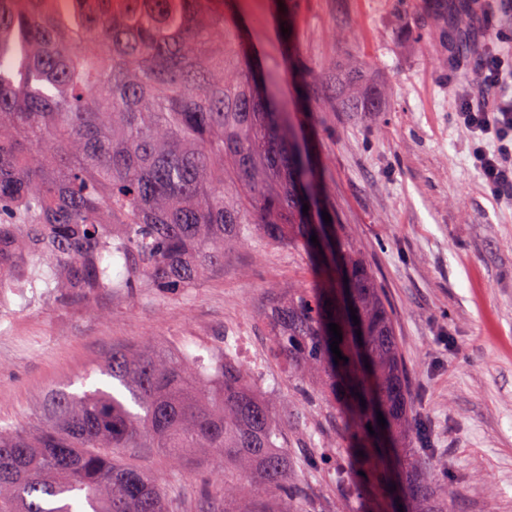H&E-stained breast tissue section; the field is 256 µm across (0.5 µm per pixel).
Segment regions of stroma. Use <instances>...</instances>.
<instances>
[{
    "instance_id": "1",
    "label": "stroma",
    "mask_w": 512,
    "mask_h": 512,
    "mask_svg": "<svg viewBox=\"0 0 512 512\" xmlns=\"http://www.w3.org/2000/svg\"><path fill=\"white\" fill-rule=\"evenodd\" d=\"M224 13L250 33L252 52L275 80L299 142L320 162L322 202L336 236L363 255L384 289L413 389V416L436 448L431 465L447 479L449 512H512V205L496 201L471 159V135L455 122L460 101L481 92L475 54L447 65V48L415 0H296L297 59L316 75L361 61L385 92L368 122L348 112L297 111L281 54L272 0H224ZM305 255L253 240L224 248L181 296L106 288L76 292L0 314V424L27 429L45 393L107 388L99 370L112 348L224 350L263 379L288 434L292 476L320 512H336L339 486L309 471V453H344L338 411L299 390L271 353L260 313L270 294L306 276ZM128 463L161 482L168 512H224V474L174 467L155 448Z\"/></svg>"
}]
</instances>
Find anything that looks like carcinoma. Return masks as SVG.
I'll use <instances>...</instances> for the list:
<instances>
[{"label": "carcinoma", "instance_id": "carcinoma-1", "mask_svg": "<svg viewBox=\"0 0 512 512\" xmlns=\"http://www.w3.org/2000/svg\"><path fill=\"white\" fill-rule=\"evenodd\" d=\"M293 2L276 0L302 111H384L381 87L356 62L329 70L319 97L294 58ZM420 6L448 35V0ZM484 18L481 0L460 4L458 55L471 53L468 34ZM261 84L241 28L214 0H0V292L23 282L87 298L102 288L182 294L224 265L230 241L257 232L301 250L312 281L271 295L263 322L273 355L290 373L315 374L342 415L354 481L344 496L363 488L378 506L395 468L411 512H448V488L419 449L382 287L351 244L331 268L311 242L322 236L303 214L294 123ZM338 285L356 312L339 307ZM353 314L361 337L342 336L348 361L336 362L329 324L343 330ZM100 370L123 390L55 389L46 423L0 426V512H164V486L122 461L130 448H159L178 467L194 453L244 471L224 484V501L257 495L264 507L243 512H309L288 436L229 341L209 365L117 347Z\"/></svg>", "mask_w": 512, "mask_h": 512}]
</instances>
